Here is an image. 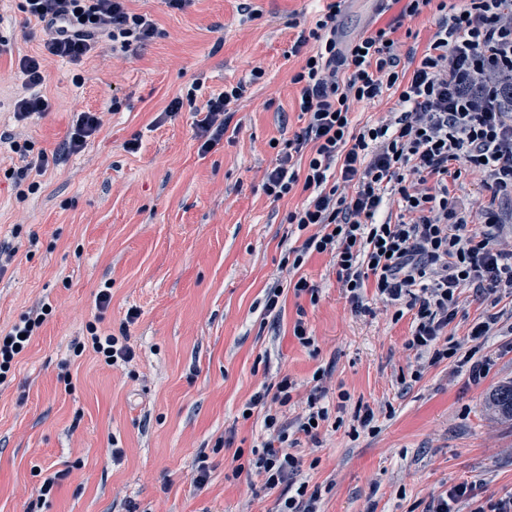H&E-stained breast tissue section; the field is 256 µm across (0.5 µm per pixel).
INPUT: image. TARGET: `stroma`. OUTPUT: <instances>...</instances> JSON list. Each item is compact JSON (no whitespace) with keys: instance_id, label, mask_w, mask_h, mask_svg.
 Instances as JSON below:
<instances>
[{"instance_id":"obj_1","label":"stroma","mask_w":512,"mask_h":512,"mask_svg":"<svg viewBox=\"0 0 512 512\" xmlns=\"http://www.w3.org/2000/svg\"><path fill=\"white\" fill-rule=\"evenodd\" d=\"M21 4L0 0V134L52 153L77 113H97L101 127L80 153L26 170L18 185L9 175L23 163L0 145V245L15 252L0 274V329L52 307L0 381V512H279L284 488L264 489L246 471L229 476L235 454L250 457L266 436L263 408L242 412L287 374L297 388L284 412L296 420L325 367L330 418L298 446L299 479L319 492L322 512H426L463 482L512 494V420L487 402L512 381V337L480 348L489 360L480 384L453 358L421 368L406 347L410 316L394 319L371 293L369 313H355L330 255L308 253L297 270L285 263L309 236L285 221L304 197L273 200L263 183L277 145L305 125L291 82L301 60L290 48L317 0H193L183 10L127 0L155 23V37L134 56L102 41L79 64L49 62L51 109L19 121V61L40 56L44 39ZM401 9L347 0L338 36L350 41ZM255 67L264 75L235 104L223 140L200 152L195 107ZM195 80L194 104L166 116ZM132 140L137 150H127ZM302 276L318 300L295 296L290 283ZM276 283L275 317L264 300ZM106 284L112 299L101 310ZM489 308L462 288L449 343L470 350L469 326ZM301 309L311 347L293 335ZM90 322L126 332L133 360L112 367L78 350ZM361 405L375 414L366 427L355 417ZM54 475L57 487L40 499Z\"/></svg>"}]
</instances>
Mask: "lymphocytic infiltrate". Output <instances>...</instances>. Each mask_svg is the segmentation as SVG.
<instances>
[{
  "mask_svg": "<svg viewBox=\"0 0 512 512\" xmlns=\"http://www.w3.org/2000/svg\"><path fill=\"white\" fill-rule=\"evenodd\" d=\"M125 0H23L27 15L43 23L48 38L41 57L20 62L28 91L17 104V119L47 111L41 94L43 69L60 59L77 64L96 37L113 49L137 53L152 38L151 19L127 11ZM344 0H325L308 33L291 53L303 63L291 77L299 85L298 108L305 127L288 139L268 171L265 193L279 201L302 191L301 207L287 223L311 229L293 251V268L307 252L331 255L338 280L356 313L367 310L366 289L394 306L395 318L411 313L408 349L430 362L460 357L473 383L484 378L487 363L473 352L447 346L448 327L457 315L462 287L476 288L491 304L512 297V246L499 244L512 234V112L498 111L493 86L468 84L464 75L512 72V0H406L402 16L416 17L436 7L440 18L429 44L412 70L401 69L396 25L377 29L348 43L337 36ZM249 82L211 96L196 123L201 152L223 138L231 104L242 99ZM398 95L396 108L374 124L353 127L354 104ZM481 176L486 192L473 205L449 187L467 171ZM50 309L23 314L8 331L0 330V377L23 352ZM269 437L254 450L247 467L269 490L292 482L302 471L296 440L278 413H266ZM473 502L472 512H512V495L479 501L472 485H454L431 499L426 512H453V504Z\"/></svg>",
  "mask_w": 512,
  "mask_h": 512,
  "instance_id": "f902f5d3",
  "label": "lymphocytic infiltrate"
}]
</instances>
